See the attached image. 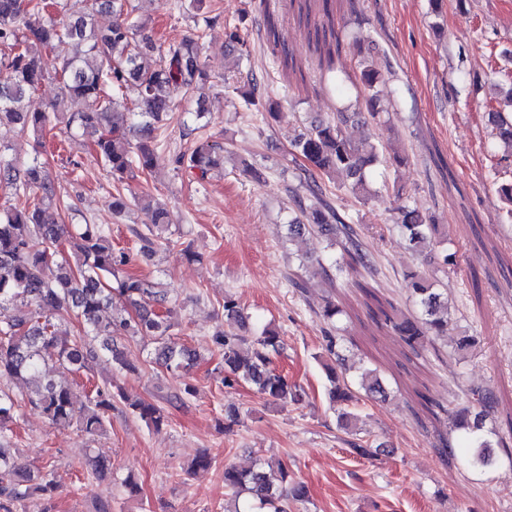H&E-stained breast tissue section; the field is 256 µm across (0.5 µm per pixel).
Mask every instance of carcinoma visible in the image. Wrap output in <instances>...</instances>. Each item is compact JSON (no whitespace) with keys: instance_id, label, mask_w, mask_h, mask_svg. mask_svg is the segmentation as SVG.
<instances>
[{"instance_id":"carcinoma-1","label":"carcinoma","mask_w":512,"mask_h":512,"mask_svg":"<svg viewBox=\"0 0 512 512\" xmlns=\"http://www.w3.org/2000/svg\"><path fill=\"white\" fill-rule=\"evenodd\" d=\"M132 2L50 0V5L65 16V22L59 24L51 16L35 17L47 8L45 4L0 0V45L11 50L0 57V126L40 135L58 120L60 100L43 111L28 108L30 96L46 77L42 62V51L46 50L56 57L61 100L83 102L82 109L70 113L67 132L92 138L114 179L121 181L136 169L152 170V133L173 111V92L193 93L206 82L207 74L201 62L203 44L192 36L170 44L162 57L147 61L146 54L154 46L145 34L144 22L132 17ZM97 13L112 14L114 20L108 29L98 31L91 26L89 20ZM227 48L240 60L250 57L247 41L236 29L228 31ZM381 77L382 70L373 61L361 60L363 90L356 101L357 110L316 119L292 141L293 154L308 164L302 173L312 183L317 204L307 207L296 200L301 217L289 221L288 238L302 242L316 230L326 237L327 248L341 245L345 257L336 266L355 273L352 286L362 290L368 289L365 276L377 273V266L359 231L319 198L318 180L323 177L343 178L364 201L384 195L398 201L397 228L422 265L448 266L455 261L445 225L427 220L408 203L400 188L386 183L370 188L372 166L379 160L372 127L387 112L377 90ZM130 87L138 97L141 134L134 145L126 138L127 113L122 111L118 96ZM355 120L367 128L362 143L351 141L345 134V125ZM488 122L512 151V118L495 108L488 112ZM223 160L221 149L207 142L178 157L181 166L202 178ZM3 187L25 202L0 210V512H31V505L55 497L59 482L54 469L36 473L8 448L12 425L23 409L39 411L53 425L74 426L90 437L107 431L112 407L118 401L156 428L166 421L155 405L131 400L109 387H94L86 403L78 406L72 387L55 378L56 366L65 365L75 374H84L105 355L118 370L132 372L135 366L118 345L123 335L151 338L154 363L170 372L189 374L198 354L175 337L173 310L167 308L171 292L163 283L124 271L130 258L112 249L101 225L55 220L50 210L57 207L56 189L38 158L19 164L0 148V189ZM132 205L153 209L154 228L168 223L167 210L153 203L152 197L144 195L130 202L120 193L112 195L113 214L121 216ZM65 241L72 243L73 252L71 259L60 260L58 253ZM405 278L418 313H389L380 308L372 312V318L392 328L417 353L447 336L450 312L435 279L417 271ZM245 329L246 317L237 300L224 296V330L212 336L224 359V385L247 382L271 400L299 399L296 386L272 366V355L281 348L279 333L264 328L257 336H245ZM477 344V337L463 333L456 339L454 353L464 360ZM343 368L345 359L338 354L336 366L328 367L333 401L351 400L348 384L340 382L338 375ZM360 384L371 395L384 394L381 381L371 370L360 374ZM469 395L480 410L476 412L470 405L461 407L451 417V430L467 441L468 464L476 470L488 469L497 463L493 448L500 444L493 439L496 432L485 429L495 398L477 388L469 389ZM85 465L100 480L111 474L109 461L99 454L90 453ZM224 487L237 497L247 495L245 506L234 512H290L291 504L307 499L303 484H288V464L280 459H263L248 469L227 466Z\"/></svg>"}]
</instances>
